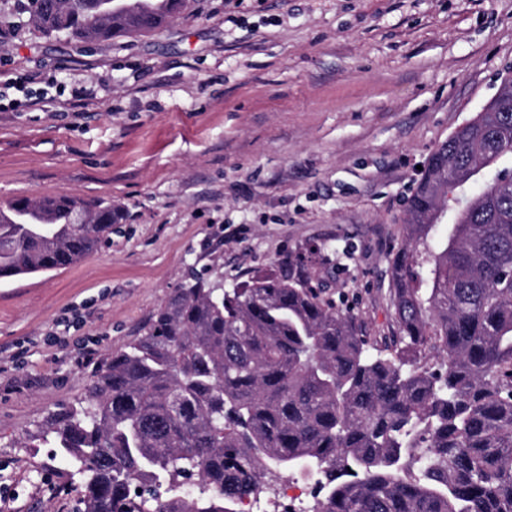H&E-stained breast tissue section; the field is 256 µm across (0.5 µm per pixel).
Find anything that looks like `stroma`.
Listing matches in <instances>:
<instances>
[{
	"label": "stroma",
	"mask_w": 512,
	"mask_h": 512,
	"mask_svg": "<svg viewBox=\"0 0 512 512\" xmlns=\"http://www.w3.org/2000/svg\"><path fill=\"white\" fill-rule=\"evenodd\" d=\"M7 24L0 202L102 201L119 222L74 266L0 280V512H82L75 466L25 438L189 275L228 289L325 243L337 305L395 335L389 257L420 168L512 69V0H184L98 44L0 0Z\"/></svg>",
	"instance_id": "35a3bbf8"
}]
</instances>
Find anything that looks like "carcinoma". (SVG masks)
<instances>
[{
    "mask_svg": "<svg viewBox=\"0 0 512 512\" xmlns=\"http://www.w3.org/2000/svg\"><path fill=\"white\" fill-rule=\"evenodd\" d=\"M82 41L152 31L183 0H32ZM428 157L389 259L399 333L378 343L325 295L312 258L229 290L184 285L54 414L85 512H240L272 468L324 473L312 512H512V90ZM491 168L478 194L469 177ZM0 208V273L73 266L112 205ZM431 349L436 364L422 360ZM142 490H136V486Z\"/></svg>",
    "mask_w": 512,
    "mask_h": 512,
    "instance_id": "carcinoma-1",
    "label": "carcinoma"
}]
</instances>
